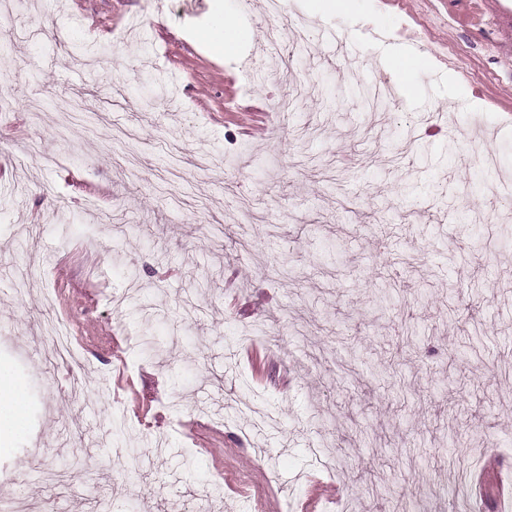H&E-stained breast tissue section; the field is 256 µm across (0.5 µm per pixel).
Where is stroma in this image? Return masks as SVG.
I'll return each instance as SVG.
<instances>
[{
	"instance_id": "35a3bbf8",
	"label": "stroma",
	"mask_w": 512,
	"mask_h": 512,
	"mask_svg": "<svg viewBox=\"0 0 512 512\" xmlns=\"http://www.w3.org/2000/svg\"><path fill=\"white\" fill-rule=\"evenodd\" d=\"M281 3L276 51L266 0H21L0 19V498L22 475L27 512H393L366 493L390 485L452 512L441 465L476 455V512H512L474 484L491 458L512 480V0ZM224 18L228 51L199 39ZM391 48L431 64L374 112ZM51 322L76 360L42 346Z\"/></svg>"
}]
</instances>
